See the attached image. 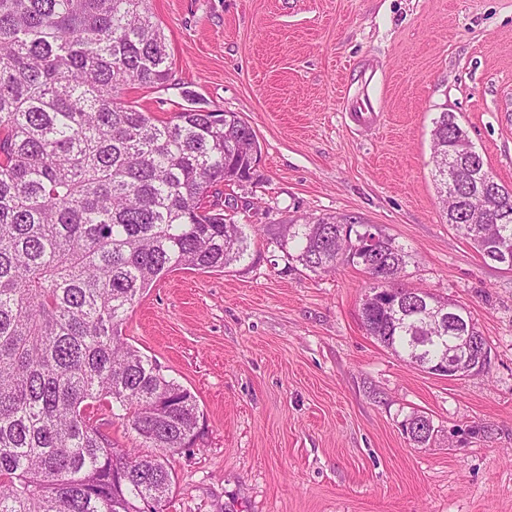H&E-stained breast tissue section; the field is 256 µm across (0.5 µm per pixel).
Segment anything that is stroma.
I'll use <instances>...</instances> for the list:
<instances>
[{
    "label": "stroma",
    "mask_w": 512,
    "mask_h": 512,
    "mask_svg": "<svg viewBox=\"0 0 512 512\" xmlns=\"http://www.w3.org/2000/svg\"><path fill=\"white\" fill-rule=\"evenodd\" d=\"M149 6L172 77L123 101L236 112L260 145L251 179L223 189L246 259L169 273L122 326L204 414L198 445L170 459L166 512H512V270L448 224L432 177L449 112L512 187V0ZM327 217L403 248L405 285L466 305L486 369L451 380L370 336L361 268L313 272L280 245V225ZM416 412L434 427L422 446L403 431Z\"/></svg>",
    "instance_id": "35a3bbf8"
}]
</instances>
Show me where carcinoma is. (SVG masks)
I'll return each mask as SVG.
<instances>
[{
	"label": "carcinoma",
	"instance_id": "carcinoma-1",
	"mask_svg": "<svg viewBox=\"0 0 512 512\" xmlns=\"http://www.w3.org/2000/svg\"><path fill=\"white\" fill-rule=\"evenodd\" d=\"M165 36L148 0H0V512H164L168 457L193 448L201 413L121 334L161 276L222 271L248 255L243 225L210 201L251 178L259 144L236 112L183 108L160 119L120 102L128 85L165 86ZM455 116L432 130L434 177L448 223L480 253L469 209L512 248V192L480 178ZM334 220L285 224L284 244L312 271L348 262L370 290L392 287L403 249L382 236L353 251ZM365 301V330L398 357L437 373L456 335L433 319L448 300L400 289ZM107 407L153 454L117 448L94 423ZM415 413L411 441L432 431Z\"/></svg>",
	"mask_w": 512,
	"mask_h": 512
}]
</instances>
